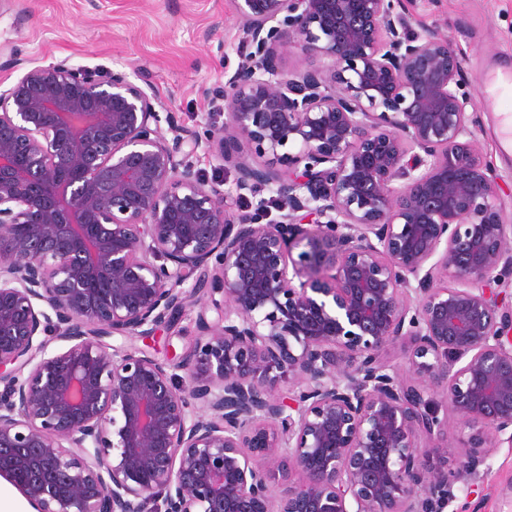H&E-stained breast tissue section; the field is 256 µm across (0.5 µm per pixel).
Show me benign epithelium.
I'll return each mask as SVG.
<instances>
[{"instance_id": "7a95c632", "label": "benign epithelium", "mask_w": 512, "mask_h": 512, "mask_svg": "<svg viewBox=\"0 0 512 512\" xmlns=\"http://www.w3.org/2000/svg\"><path fill=\"white\" fill-rule=\"evenodd\" d=\"M233 5L204 135L145 73L0 89V475L37 512H444L512 444V225L459 56L400 0ZM194 309L179 361L107 342ZM196 168L206 180L219 184L221 189L224 188V183H227L225 186L227 188L234 179V173L231 169L219 167L202 153H200V156L197 158ZM471 431L464 428L456 417L448 413V469L455 468L458 448L465 442Z\"/></svg>"}]
</instances>
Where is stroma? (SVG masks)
Instances as JSON below:
<instances>
[{
    "label": "stroma",
    "mask_w": 512,
    "mask_h": 512,
    "mask_svg": "<svg viewBox=\"0 0 512 512\" xmlns=\"http://www.w3.org/2000/svg\"><path fill=\"white\" fill-rule=\"evenodd\" d=\"M415 28L435 27L461 56L466 89L478 126L473 141L503 186L504 217L512 224V145L501 120L512 96L488 101L476 66L512 67V0H402ZM241 19L233 0H11L0 9V48L18 68L0 65V83L13 85L24 70L62 60L106 68L128 77L147 73L179 124L203 130L224 70L239 62ZM198 340L194 316L132 347L159 360L189 352ZM474 493L459 496L447 512H512V445L491 449Z\"/></svg>",
    "instance_id": "stroma-1"
}]
</instances>
